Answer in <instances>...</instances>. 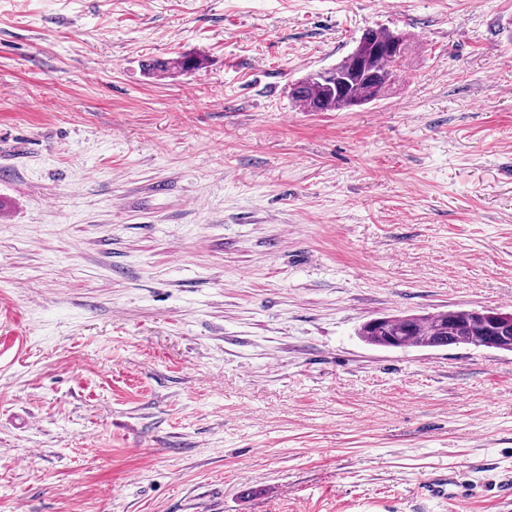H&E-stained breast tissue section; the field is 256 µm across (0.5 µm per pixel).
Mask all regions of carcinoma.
Here are the masks:
<instances>
[{"mask_svg":"<svg viewBox=\"0 0 512 512\" xmlns=\"http://www.w3.org/2000/svg\"><path fill=\"white\" fill-rule=\"evenodd\" d=\"M415 50L416 42L403 32L370 29L352 52L332 66L346 77L341 86L329 83L315 70L293 84L290 98L306 112H337L378 101L403 78L404 64ZM198 66V60L182 56L158 62L148 68V73L158 77L175 70L189 72ZM506 334L512 336V312L504 325L499 320L477 317L468 308L376 317L358 330V336L371 346L403 351L460 345L500 351L496 337Z\"/></svg>","mask_w":512,"mask_h":512,"instance_id":"carcinoma-1","label":"carcinoma"}]
</instances>
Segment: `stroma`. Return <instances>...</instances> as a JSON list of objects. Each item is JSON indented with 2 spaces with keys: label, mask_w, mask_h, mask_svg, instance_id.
Instances as JSON below:
<instances>
[{
  "label": "stroma",
  "mask_w": 512,
  "mask_h": 512,
  "mask_svg": "<svg viewBox=\"0 0 512 512\" xmlns=\"http://www.w3.org/2000/svg\"><path fill=\"white\" fill-rule=\"evenodd\" d=\"M377 28L382 100L291 102ZM460 307L512 311V0H0V512H512V353L357 335ZM199 66V62L197 59L182 56L180 59H176L173 61H164V62H158L156 64H153L152 66L149 65L148 67V73L150 75L163 76L167 75L168 73L173 72L176 70L177 72H189L192 70L197 69Z\"/></svg>",
  "instance_id": "obj_1"
}]
</instances>
